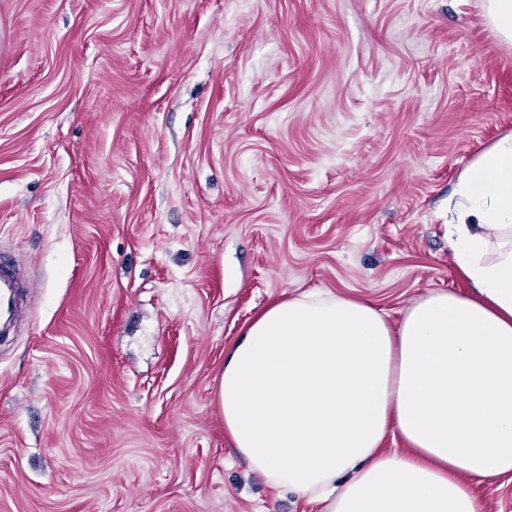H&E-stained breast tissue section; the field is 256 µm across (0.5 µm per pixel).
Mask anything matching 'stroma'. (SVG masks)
Here are the masks:
<instances>
[{"label": "stroma", "mask_w": 512, "mask_h": 512, "mask_svg": "<svg viewBox=\"0 0 512 512\" xmlns=\"http://www.w3.org/2000/svg\"><path fill=\"white\" fill-rule=\"evenodd\" d=\"M512 132L482 0H0V512H322L224 436V349L328 289L464 292L459 174ZM26 288H30L19 260L0 253V336L14 334L28 310Z\"/></svg>", "instance_id": "1"}]
</instances>
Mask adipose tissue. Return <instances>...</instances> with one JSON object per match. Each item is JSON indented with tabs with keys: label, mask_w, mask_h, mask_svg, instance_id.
Returning <instances> with one entry per match:
<instances>
[{
	"label": "adipose tissue",
	"mask_w": 512,
	"mask_h": 512,
	"mask_svg": "<svg viewBox=\"0 0 512 512\" xmlns=\"http://www.w3.org/2000/svg\"><path fill=\"white\" fill-rule=\"evenodd\" d=\"M448 212L469 293L429 292L395 322L367 298L284 295L228 349L224 432L271 487L325 512H483L470 480L512 474V132Z\"/></svg>",
	"instance_id": "ef3b65f1"
}]
</instances>
